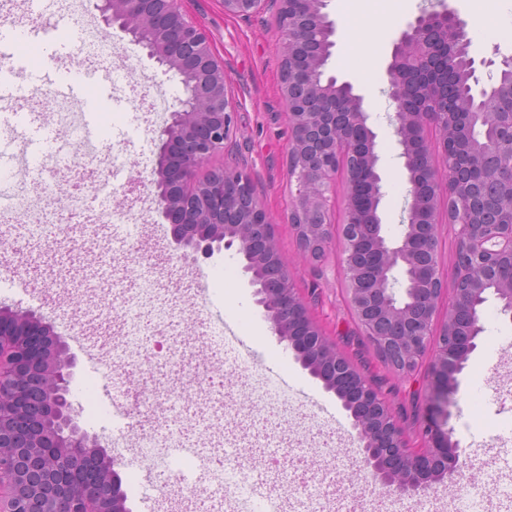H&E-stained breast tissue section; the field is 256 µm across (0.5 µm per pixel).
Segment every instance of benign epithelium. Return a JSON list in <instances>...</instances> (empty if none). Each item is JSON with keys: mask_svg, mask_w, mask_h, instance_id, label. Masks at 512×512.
<instances>
[{"mask_svg": "<svg viewBox=\"0 0 512 512\" xmlns=\"http://www.w3.org/2000/svg\"><path fill=\"white\" fill-rule=\"evenodd\" d=\"M223 3L224 14L241 18L276 10L291 132L286 163L296 182L288 223L299 248L315 261L330 250L340 253L345 300L362 336L393 372L411 374L432 355L426 375L431 413L422 425V448H408L381 394L309 319L251 176L239 167L210 166L230 138L235 109L224 62L213 53L206 30L185 17L181 0H96L107 24L181 77L183 95L160 130L149 181L155 212L170 225L184 259L234 247L250 263L247 273L275 264L274 277L250 279L257 303L279 338L351 412L374 489L399 499L424 495L457 469L459 443L438 417L447 416L456 375L477 349L487 294L512 316V284L499 281L502 269L512 270V185L503 188L501 178L504 168L512 169V110L489 113L491 102L512 95V82L481 84L477 65L492 62L471 56L467 23L452 10L424 12L401 31L387 73L410 201L402 236L389 239L379 212L376 133L367 124L363 97L350 82L325 75L336 32L326 0ZM441 43L461 48L459 54L448 52L444 70L463 62L468 71L456 106L462 128L449 120L432 62ZM489 122L492 138L474 146ZM338 182L343 209L337 215L330 192ZM443 205L457 249L454 297L438 326V302L447 291L439 265ZM73 367L66 341L44 315L0 308V512H127L116 458L76 420Z\"/></svg>", "mask_w": 512, "mask_h": 512, "instance_id": "benign-epithelium-1", "label": "benign epithelium"}]
</instances>
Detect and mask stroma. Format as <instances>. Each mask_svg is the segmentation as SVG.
I'll return each mask as SVG.
<instances>
[{
  "mask_svg": "<svg viewBox=\"0 0 512 512\" xmlns=\"http://www.w3.org/2000/svg\"><path fill=\"white\" fill-rule=\"evenodd\" d=\"M445 8L466 20L474 4L472 0H360L359 8L352 9L343 0H327L326 11L336 22V34L326 72L350 81L364 98L368 123L377 135L378 167L384 183L380 214L391 238L404 230L409 184L390 124L394 104L388 93L387 68L393 45L406 25L422 11ZM182 11L206 29L215 54L224 63L235 104L233 132L223 154L216 156V164L236 165L250 173L274 222L279 257L310 319L385 397L410 446H418V423L429 408L423 371L399 376L381 363L345 302L338 253L328 252L318 263L310 260L299 249L288 222L290 130L280 92V35L273 13L250 19L230 17L224 13L222 0H182ZM60 15L58 0H44L38 11L31 10L28 0H0V24L34 26ZM497 20L496 29L471 36L475 58L495 61L480 71L488 86L499 74L498 60L512 57V38L501 36L502 31L512 29V9L498 12ZM359 30L377 40V59L368 67L350 61V44ZM96 33L112 53L85 64L84 69L99 75L111 70L125 74L124 84L116 90L121 100L134 95L149 99L160 90L180 96V76L149 59L130 36L101 21ZM64 38L71 41V50L57 57L45 53L40 44L25 45L28 60L18 69V79L34 84L42 70L74 67L75 57L85 56L87 50L74 42L72 32H65ZM103 119L111 152L128 163L122 179L115 182L113 200L139 197L144 223L152 225L156 215L146 182L157 160L161 126L156 115L141 106L104 113ZM45 178L58 185L51 218L61 228L60 240L55 243L32 236L22 222L7 228L14 252L0 261V280L6 282L0 287V306L48 314L53 323H64L67 338L74 322L104 328L120 320L129 308H137L143 353L130 355L125 369L111 375L119 392L142 390L149 398L153 419L141 422L130 417L131 434L151 439L170 432L206 453L211 452L213 441L222 440L244 483L274 489L291 512H464L475 499L488 512H512V317L502 314L496 299H488L483 306L479 347L449 398L446 425L462 448L458 473L434 484L422 496L401 500L378 496L370 493L360 469V448L349 412L303 368L295 352L280 342L265 311L255 302L242 255L230 249L185 260L172 249L170 233L140 241L131 224L126 227L127 241H113L109 230L79 224L66 208V196L77 189V175L63 170L46 173ZM155 252L170 257L166 268L155 275L158 295L168 299L172 309L168 317L160 314L157 303L136 304L142 270L134 260ZM205 277L220 287L225 308L241 317L257 347L284 357L289 370L320 403L331 407V414L277 390L267 383L260 366L234 359L222 343L211 339L207 314L191 310ZM204 335L209 338L205 344L200 341ZM70 351L76 358L70 400L78 421L89 435L102 442L109 440L112 425L104 414L101 380L83 349L74 344ZM218 368L224 371L222 424L207 429L200 424L198 413L208 407L213 393L208 375ZM111 454L117 459L122 488L130 496V512H187L190 508V501L181 495L182 486L194 480L190 469L171 462L156 467L139 460L137 466L152 474L156 487L146 502L138 503L131 499L130 451L117 447Z\"/></svg>",
  "mask_w": 512,
  "mask_h": 512,
  "instance_id": "stroma-1",
  "label": "stroma"
}]
</instances>
